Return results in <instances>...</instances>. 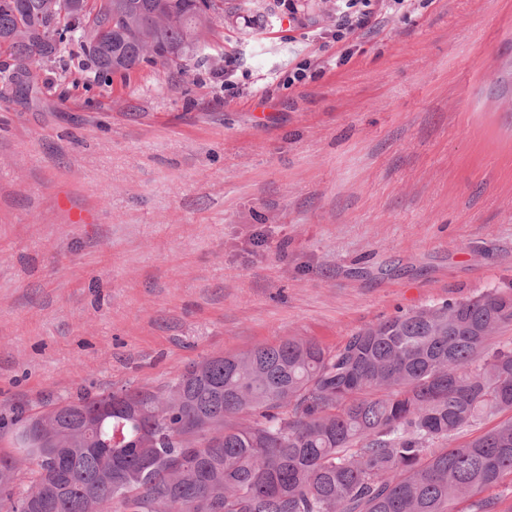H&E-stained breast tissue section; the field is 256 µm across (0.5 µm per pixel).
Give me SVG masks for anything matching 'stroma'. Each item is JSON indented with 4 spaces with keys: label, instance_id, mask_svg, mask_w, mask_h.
Returning a JSON list of instances; mask_svg holds the SVG:
<instances>
[{
    "label": "stroma",
    "instance_id": "35a3bbf8",
    "mask_svg": "<svg viewBox=\"0 0 512 512\" xmlns=\"http://www.w3.org/2000/svg\"><path fill=\"white\" fill-rule=\"evenodd\" d=\"M366 11L224 0L187 68L0 84V405L512 290V0Z\"/></svg>",
    "mask_w": 512,
    "mask_h": 512
}]
</instances>
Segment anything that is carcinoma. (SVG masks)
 <instances>
[{"instance_id":"1","label":"carcinoma","mask_w":512,"mask_h":512,"mask_svg":"<svg viewBox=\"0 0 512 512\" xmlns=\"http://www.w3.org/2000/svg\"><path fill=\"white\" fill-rule=\"evenodd\" d=\"M0 0L26 65L72 46L98 75L183 66L224 0ZM512 292L487 290L365 327L335 347L291 337L122 387L0 410V512H458L512 476Z\"/></svg>"}]
</instances>
